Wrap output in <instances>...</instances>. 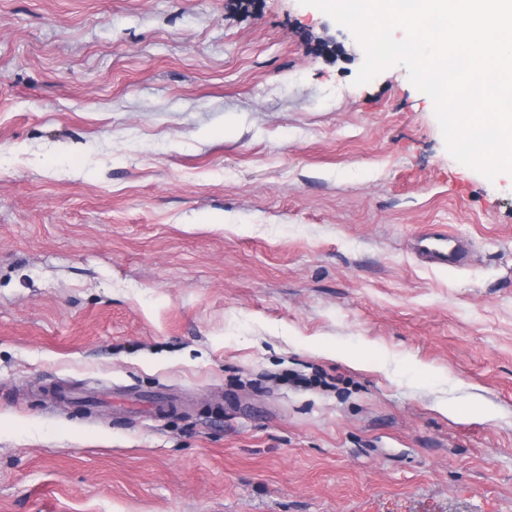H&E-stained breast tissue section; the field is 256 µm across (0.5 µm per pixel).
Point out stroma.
I'll list each match as a JSON object with an SVG mask.
<instances>
[{
  "mask_svg": "<svg viewBox=\"0 0 512 512\" xmlns=\"http://www.w3.org/2000/svg\"><path fill=\"white\" fill-rule=\"evenodd\" d=\"M363 61L300 0H0V512H512V178ZM412 252L430 264L448 269L465 266L470 257L469 244L450 231L428 225L411 241Z\"/></svg>",
  "mask_w": 512,
  "mask_h": 512,
  "instance_id": "stroma-1",
  "label": "stroma"
}]
</instances>
